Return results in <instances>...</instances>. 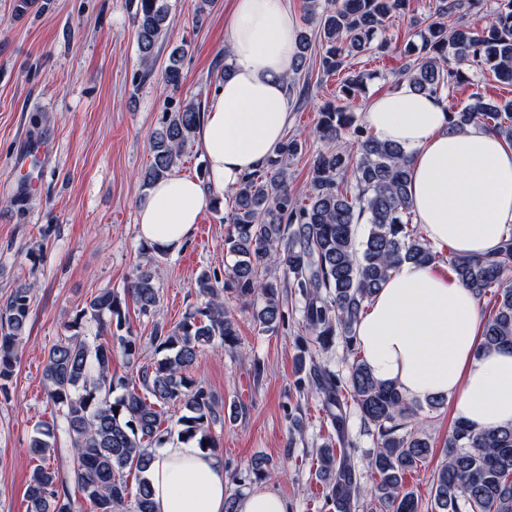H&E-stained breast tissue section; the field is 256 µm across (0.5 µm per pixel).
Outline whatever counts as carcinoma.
Returning a JSON list of instances; mask_svg holds the SVG:
<instances>
[{"label": "carcinoma", "mask_w": 512, "mask_h": 512, "mask_svg": "<svg viewBox=\"0 0 512 512\" xmlns=\"http://www.w3.org/2000/svg\"><path fill=\"white\" fill-rule=\"evenodd\" d=\"M486 0H435L432 15L414 19L420 44L405 49L411 60L396 73L417 92L448 98V90L468 81L462 69L474 64L502 83H512V0H494L491 20L482 29L447 18L484 8ZM409 0H308L316 21L318 73L337 77L336 96L319 107L315 128L323 148L312 159L305 190L288 186V161L304 150L296 136L284 138L273 154L245 173L230 191L224 216L227 231L224 276L208 271L194 288L205 306L187 314L173 328L155 322L150 336L162 358L138 369L139 383L112 376V351L129 364L144 345L129 324L126 300L110 289L91 298L68 326L69 334L45 356L47 398L58 420L36 429L29 448L44 458L64 438L73 453L70 475L39 465L27 490V512H154L145 478L153 449L172 435L211 450V426L224 419V407L192 377L202 348L219 342L233 350L239 332L224 307V292L252 304L254 323L265 333L285 324L282 289L300 304L295 386L321 401L336 440L318 452V475L332 512H355L360 498L370 497V512H425L419 497L404 489L407 474L424 466L433 445L419 427L417 409L394 385L377 382L358 351L355 326L368 303L405 261L434 266L439 252L412 222L408 197L411 154L382 142L356 116L366 92V75L350 67L359 54L385 55L390 43L376 35L406 15ZM168 0H136L139 81L153 76L155 49L168 32ZM311 37L298 32L293 77L288 94L309 98L310 82L296 75L305 70ZM185 51L175 48L164 69L165 81L181 82ZM205 107L189 101L163 113L160 131L149 139L151 163L144 186L171 175L194 139ZM452 128L481 125L512 145V101L489 102L478 92L458 111H448ZM455 278L493 306L483 319L478 350L512 348V229L502 235L488 257L448 255ZM34 285H17L0 301V389L5 391L17 363L16 345L30 321ZM126 293L143 316L157 314L160 292L151 273L141 271ZM341 341L352 362L340 374L317 353ZM182 404L174 426H163L165 409ZM359 414L376 452L371 468L378 481L368 490L352 459L348 439L349 404ZM433 474L430 512H512V426L474 429L457 420L441 450ZM135 474V493L127 477ZM272 476L269 461L252 464L249 481ZM77 489L72 493L71 489ZM132 504H126L127 500Z\"/></svg>", "instance_id": "obj_1"}]
</instances>
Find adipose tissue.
<instances>
[{"label":"adipose tissue","mask_w":512,"mask_h":512,"mask_svg":"<svg viewBox=\"0 0 512 512\" xmlns=\"http://www.w3.org/2000/svg\"><path fill=\"white\" fill-rule=\"evenodd\" d=\"M226 24L233 73L212 97L197 131L208 185L171 175L138 207L141 238L179 249L213 193L231 190L281 141L289 120L286 78L298 14L286 0H233ZM365 120L379 140L412 155L409 198L437 247L483 256L512 227V146L478 125L450 128L439 96L400 83L371 99ZM479 302L457 279L402 264L376 292L356 327L374 379L411 400L445 396L455 419L478 428L512 424V349L478 351ZM154 512H224L223 464L192 441L157 449L145 473Z\"/></svg>","instance_id":"1"}]
</instances>
